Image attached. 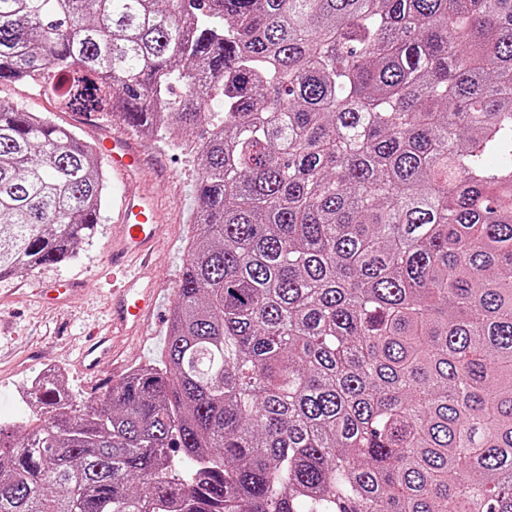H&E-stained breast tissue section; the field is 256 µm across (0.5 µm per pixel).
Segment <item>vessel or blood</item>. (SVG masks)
I'll return each instance as SVG.
<instances>
[{
    "label": "vessel or blood",
    "mask_w": 512,
    "mask_h": 512,
    "mask_svg": "<svg viewBox=\"0 0 512 512\" xmlns=\"http://www.w3.org/2000/svg\"><path fill=\"white\" fill-rule=\"evenodd\" d=\"M98 147L121 189L116 221L123 232L112 240V265L138 266L136 272L113 288L109 302L110 336H129L139 331L146 315L160 306L159 279L149 265V258L167 220L151 191L150 176L128 127L100 138ZM110 336L93 337L82 348L80 365L87 374L98 375L101 360L112 355Z\"/></svg>",
    "instance_id": "obj_1"
}]
</instances>
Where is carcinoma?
I'll list each match as a JSON object with an SVG mask.
<instances>
[{
    "label": "carcinoma",
    "mask_w": 512,
    "mask_h": 512,
    "mask_svg": "<svg viewBox=\"0 0 512 512\" xmlns=\"http://www.w3.org/2000/svg\"><path fill=\"white\" fill-rule=\"evenodd\" d=\"M29 81L193 139L199 211L161 359L0 421V512H512V0H0ZM108 188L0 103V278Z\"/></svg>",
    "instance_id": "carcinoma-1"
}]
</instances>
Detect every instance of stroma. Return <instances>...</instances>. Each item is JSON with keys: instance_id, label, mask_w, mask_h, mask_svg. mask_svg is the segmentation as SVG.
I'll list each match as a JSON object with an SVG mask.
<instances>
[{"instance_id": "1", "label": "stroma", "mask_w": 512, "mask_h": 512, "mask_svg": "<svg viewBox=\"0 0 512 512\" xmlns=\"http://www.w3.org/2000/svg\"><path fill=\"white\" fill-rule=\"evenodd\" d=\"M40 110L48 117L73 126L87 142H96L101 133L111 130L112 120L98 112H63L53 97H44ZM149 167L154 172L152 190L171 213L165 240L156 247L153 262L161 277L167 300H174L176 286L186 255L191 222L185 214L187 205L196 203L194 185L198 161L191 144L169 134L155 140L138 137ZM102 228L89 243L83 244L73 260L36 272L19 273L0 279V417L23 419L25 403L18 401V389L44 365L64 368L67 386L73 393L95 398L104 383L85 377L77 362L79 346L95 336L108 320L107 302L112 293V263L109 247L119 229L112 220L111 205H104ZM76 280L79 290L65 304H43L33 285ZM167 321L149 319L143 334L122 336L116 340L115 359L104 362V373L113 367L122 372L157 361L166 340Z\"/></svg>"}]
</instances>
